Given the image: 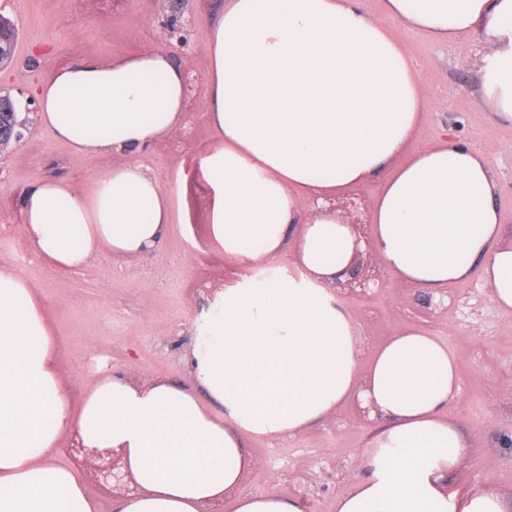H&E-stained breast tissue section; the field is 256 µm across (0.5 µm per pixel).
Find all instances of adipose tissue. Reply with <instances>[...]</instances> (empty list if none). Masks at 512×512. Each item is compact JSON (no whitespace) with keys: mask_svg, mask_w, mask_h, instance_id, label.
Listing matches in <instances>:
<instances>
[{"mask_svg":"<svg viewBox=\"0 0 512 512\" xmlns=\"http://www.w3.org/2000/svg\"><path fill=\"white\" fill-rule=\"evenodd\" d=\"M448 42L484 34L486 111L512 123V0H226L210 25L201 157L208 234L240 270L196 322L189 384L118 369L74 397L33 284L0 265V512H99L60 444L118 454L138 486L114 512H202L239 484L248 438L297 435L358 399L375 425L361 477L336 512H512V492L451 489L469 442L448 412L454 357L408 327L361 360L356 320L325 287L354 261L350 225L323 201L385 173L374 252L440 296L479 277L512 313V227L497 185L465 142L411 141L430 108L416 56L391 22ZM184 72L167 53L81 58L38 93V116L77 157L120 154L91 194L62 179L28 190L19 222L37 258L78 273L102 251L137 256L185 221L139 153L186 126ZM292 247L300 278L283 275ZM266 277L253 283L249 270Z\"/></svg>","mask_w":512,"mask_h":512,"instance_id":"adipose-tissue-1","label":"adipose tissue"}]
</instances>
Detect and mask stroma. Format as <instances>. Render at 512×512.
Listing matches in <instances>:
<instances>
[{"label": "stroma", "mask_w": 512, "mask_h": 512, "mask_svg": "<svg viewBox=\"0 0 512 512\" xmlns=\"http://www.w3.org/2000/svg\"><path fill=\"white\" fill-rule=\"evenodd\" d=\"M223 6L224 0H0V14L18 28L15 62L0 69V95L16 101L22 124L20 139L0 153V221L17 223L23 195L44 178L67 179L87 194L98 174L123 161L119 155L75 157L40 123L37 110L28 109L47 72L79 57L132 54L149 46L169 54L187 79L185 133L146 148L143 160L164 184L184 177L188 223L173 225L149 253L105 254L80 274L52 276L41 263L23 268L39 287L58 360L75 395L97 382L105 364L142 383H187L192 324L235 272L208 238L210 192L194 169L215 137L204 120L205 44L209 23ZM174 27L175 39L169 36ZM392 28L415 51L421 90L432 103L417 142L448 131L474 144L495 176L504 221L512 225V125L480 102L487 42L472 36L445 43L398 22ZM368 265L378 271V285L369 294L333 287L337 302L359 322L362 358L407 326L446 344L460 372V404L453 416L471 445L454 484L511 489L512 315L494 307L479 279L451 287L436 300L380 268L376 259ZM371 425L353 400L295 436L248 440L252 464L234 495L275 491L302 499L307 512H336L337 498L361 474L358 452Z\"/></svg>", "instance_id": "stroma-1"}]
</instances>
